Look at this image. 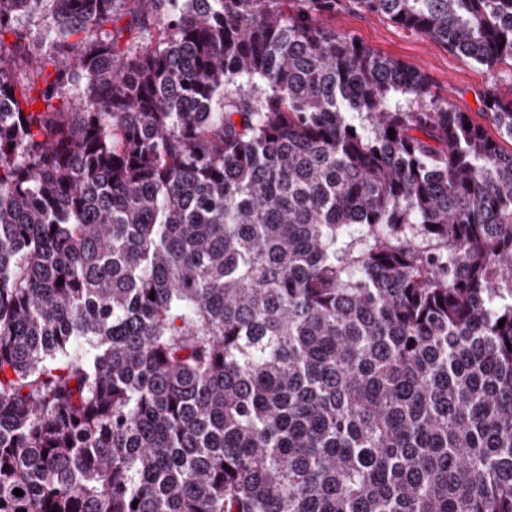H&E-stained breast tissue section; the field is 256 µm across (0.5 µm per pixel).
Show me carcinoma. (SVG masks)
<instances>
[{"mask_svg": "<svg viewBox=\"0 0 512 512\" xmlns=\"http://www.w3.org/2000/svg\"><path fill=\"white\" fill-rule=\"evenodd\" d=\"M335 7L0 0V512H512V149Z\"/></svg>", "mask_w": 512, "mask_h": 512, "instance_id": "obj_1", "label": "carcinoma"}]
</instances>
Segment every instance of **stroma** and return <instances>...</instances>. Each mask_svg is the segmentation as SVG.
Listing matches in <instances>:
<instances>
[{
	"mask_svg": "<svg viewBox=\"0 0 512 512\" xmlns=\"http://www.w3.org/2000/svg\"><path fill=\"white\" fill-rule=\"evenodd\" d=\"M329 21L338 32L419 69L438 100L457 105L473 119L481 117L483 106L479 98L484 92L512 95L511 69L503 66L489 69L454 54L438 42L397 26L383 15L363 10L356 0H336Z\"/></svg>",
	"mask_w": 512,
	"mask_h": 512,
	"instance_id": "stroma-1",
	"label": "stroma"
}]
</instances>
